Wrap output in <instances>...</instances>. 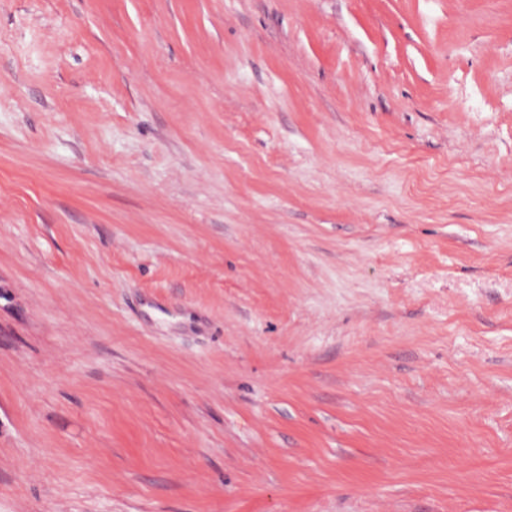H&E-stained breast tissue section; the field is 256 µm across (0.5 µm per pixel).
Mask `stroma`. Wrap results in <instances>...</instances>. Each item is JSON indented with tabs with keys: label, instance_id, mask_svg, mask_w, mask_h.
<instances>
[{
	"label": "stroma",
	"instance_id": "stroma-1",
	"mask_svg": "<svg viewBox=\"0 0 512 512\" xmlns=\"http://www.w3.org/2000/svg\"><path fill=\"white\" fill-rule=\"evenodd\" d=\"M0 512H512V0H0Z\"/></svg>",
	"mask_w": 512,
	"mask_h": 512
}]
</instances>
